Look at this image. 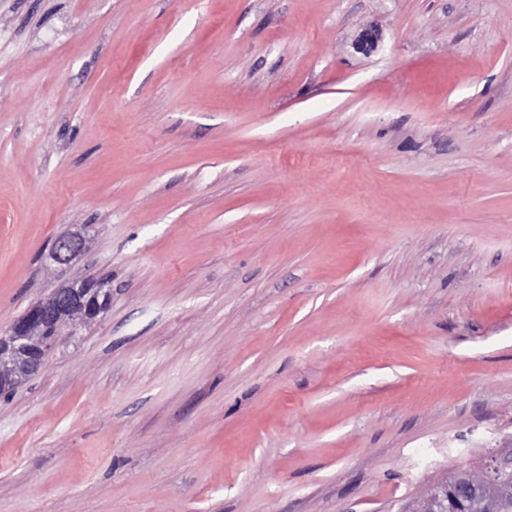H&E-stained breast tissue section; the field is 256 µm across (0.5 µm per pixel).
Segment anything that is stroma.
<instances>
[{"mask_svg":"<svg viewBox=\"0 0 512 512\" xmlns=\"http://www.w3.org/2000/svg\"><path fill=\"white\" fill-rule=\"evenodd\" d=\"M89 278L110 308L0 396V512H398L480 472L512 0H0V334ZM84 247L85 235L81 227L58 237L49 250L47 261L57 269L63 270L82 254Z\"/></svg>","mask_w":512,"mask_h":512,"instance_id":"35a3bbf8","label":"stroma"}]
</instances>
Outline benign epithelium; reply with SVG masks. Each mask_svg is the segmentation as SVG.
<instances>
[{
  "label": "benign epithelium",
  "instance_id": "obj_1",
  "mask_svg": "<svg viewBox=\"0 0 512 512\" xmlns=\"http://www.w3.org/2000/svg\"><path fill=\"white\" fill-rule=\"evenodd\" d=\"M84 247V231L78 228L55 240L47 261L63 270L82 254ZM111 298L110 290L84 280L65 285L32 306L9 334L0 336V390L14 389L44 365V357L37 355L35 349L48 327L70 329L86 324L108 309ZM507 475H512V451L491 456L480 475L466 471L463 479L451 486L445 479L438 480L408 512H431L445 507L450 499L479 512H496L490 488L499 477Z\"/></svg>",
  "mask_w": 512,
  "mask_h": 512
}]
</instances>
